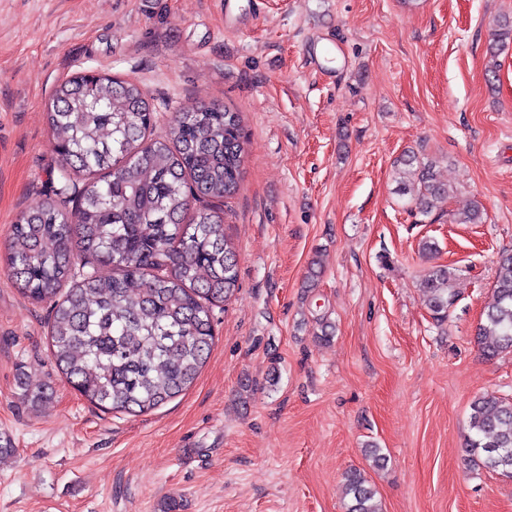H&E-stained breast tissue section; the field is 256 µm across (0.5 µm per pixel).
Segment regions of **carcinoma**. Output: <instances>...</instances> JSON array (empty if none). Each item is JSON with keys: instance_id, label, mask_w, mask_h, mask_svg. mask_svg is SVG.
I'll return each instance as SVG.
<instances>
[{"instance_id": "1", "label": "carcinoma", "mask_w": 512, "mask_h": 512, "mask_svg": "<svg viewBox=\"0 0 512 512\" xmlns=\"http://www.w3.org/2000/svg\"><path fill=\"white\" fill-rule=\"evenodd\" d=\"M511 37L512 20H497L491 56ZM47 119L60 178L88 179L71 211L46 198L20 216L6 272L27 298L50 304L55 364L82 396L149 412L194 383L213 343L212 307L237 285L224 217L209 201L239 189L240 113L196 106L175 116L166 139L150 140L154 120L135 85L80 75L57 86ZM397 163L407 203L424 217L443 210L450 195L433 161L409 150ZM452 217L481 224L484 209L476 204ZM98 262L112 275L100 274ZM454 280L446 267L422 280L438 323L458 300ZM493 293L477 330L489 359L512 353V254L498 261ZM468 428L469 462L512 478V399L475 398ZM344 486L346 512H382L363 471L345 472Z\"/></svg>"}]
</instances>
